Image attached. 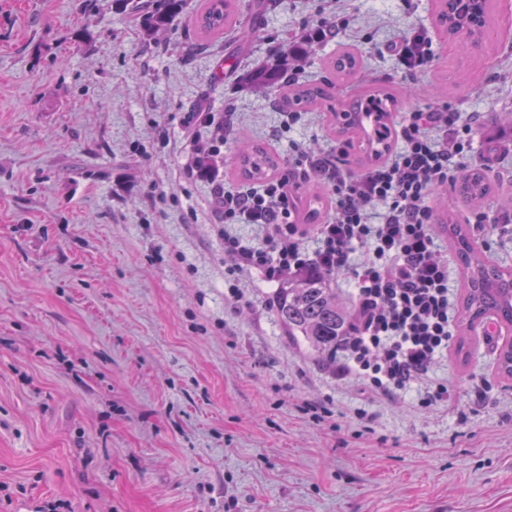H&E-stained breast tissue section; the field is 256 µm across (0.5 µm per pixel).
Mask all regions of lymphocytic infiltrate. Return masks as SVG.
<instances>
[{
  "instance_id": "lymphocytic-infiltrate-1",
  "label": "lymphocytic infiltrate",
  "mask_w": 512,
  "mask_h": 512,
  "mask_svg": "<svg viewBox=\"0 0 512 512\" xmlns=\"http://www.w3.org/2000/svg\"><path fill=\"white\" fill-rule=\"evenodd\" d=\"M405 79L434 58L433 40L419 29L389 44ZM476 117L447 105L400 113L393 150L379 162L353 168L347 148L314 152L301 144L280 171L258 186L214 184L218 223L255 224L265 240L225 234L227 288L243 302L236 279L259 273L279 283L312 272L345 277L354 285L349 331L336 346V372L394 401L426 383L422 406L486 395L485 382L468 389L431 378L455 342L457 312L449 287L448 256L433 233L434 194L472 163ZM328 190L329 212L317 224L298 219L301 188Z\"/></svg>"
}]
</instances>
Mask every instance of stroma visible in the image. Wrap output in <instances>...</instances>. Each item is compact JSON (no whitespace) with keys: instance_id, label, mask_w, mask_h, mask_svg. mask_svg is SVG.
Here are the masks:
<instances>
[{"instance_id":"35a3bbf8","label":"stroma","mask_w":512,"mask_h":512,"mask_svg":"<svg viewBox=\"0 0 512 512\" xmlns=\"http://www.w3.org/2000/svg\"><path fill=\"white\" fill-rule=\"evenodd\" d=\"M242 41L200 38L203 0L166 34L102 0H0V512H512V379L497 371L512 326L459 332L434 375L487 379L484 400L424 407L362 393L288 335L253 274L235 307L212 181L186 178L189 115L230 112L218 181L240 183L242 144L287 160L290 140L335 142L333 115L376 86L400 107L476 112L483 206L512 225V9L494 37L463 48L436 0H350L346 27L303 64L332 84L356 76L282 132L273 97L237 86L288 36L315 27L322 0H277ZM428 29L435 59L406 83L384 47ZM365 409L369 427L355 419Z\"/></svg>"}]
</instances>
